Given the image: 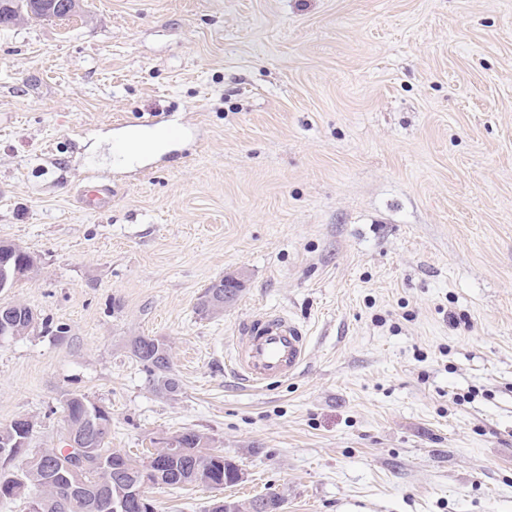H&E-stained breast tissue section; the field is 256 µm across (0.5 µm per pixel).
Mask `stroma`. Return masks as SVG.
<instances>
[{"instance_id":"1","label":"stroma","mask_w":512,"mask_h":512,"mask_svg":"<svg viewBox=\"0 0 512 512\" xmlns=\"http://www.w3.org/2000/svg\"><path fill=\"white\" fill-rule=\"evenodd\" d=\"M157 125L183 133L121 162ZM0 241L37 262L0 293L41 321L0 341V427L32 420L31 447L79 392L109 448L193 430L242 472L149 488L157 512H512V0H82L2 28ZM259 309L310 353L255 390L228 358ZM136 336L170 346L178 392ZM76 194L82 206L95 211L112 203V184L90 182L78 186ZM130 352L158 393L167 395L178 391L179 382L173 373L170 349L164 340L136 336L130 342ZM258 499H266L267 503L264 502V504L266 503V505H264L263 503H257V505H256L257 510L263 511L266 509V506H268V507H270V509H269L270 511H263V512H280L279 510L281 508L282 498L276 494H273L272 496H270V494H269L264 497H259L254 500H251L249 502L234 501L235 503H231V501H226V500L225 501L224 500H215L214 503L220 502V503L216 504L215 506H223L224 505V509L220 510L222 512L236 511V504H238L244 508V511H239V512H252V510H250L251 508H247V505L249 507L254 505Z\"/></svg>"}]
</instances>
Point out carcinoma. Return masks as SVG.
<instances>
[{
  "label": "carcinoma",
  "instance_id": "cac0c4a2",
  "mask_svg": "<svg viewBox=\"0 0 512 512\" xmlns=\"http://www.w3.org/2000/svg\"><path fill=\"white\" fill-rule=\"evenodd\" d=\"M28 7V0H0V27L14 24ZM8 265L17 276L0 285V291L14 287L18 280L33 272L36 260L18 247L11 253ZM13 306L16 317L8 333L11 339L27 335L36 323V316L28 306L20 302L13 303ZM130 352L158 393L167 395L178 391L179 382L173 373L170 349L164 340L137 336L130 342ZM62 409L69 429L81 425L93 412L107 423L103 434L92 440L84 466L73 473L69 471L70 456L65 440L58 448L39 449L34 452L39 458L38 463L19 476L0 469V500L24 501L29 490L37 487L42 495L39 512H113L109 499L117 492V482H139L150 477L148 463L154 457L165 463V475L152 481L154 486L198 484L221 489L226 484L239 481L238 469L224 462V456L206 451L208 438L196 432L185 431L173 437L180 448L178 453L172 452L168 441L148 457L137 461L107 448L105 436L111 433L112 415L105 406L82 393L73 392L63 400ZM75 480L85 487V492L78 496L69 494L70 482Z\"/></svg>",
  "mask_w": 512,
  "mask_h": 512
}]
</instances>
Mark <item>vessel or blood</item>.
Wrapping results in <instances>:
<instances>
[{"instance_id":"b4317fda","label":"vessel or blood","mask_w":512,"mask_h":512,"mask_svg":"<svg viewBox=\"0 0 512 512\" xmlns=\"http://www.w3.org/2000/svg\"><path fill=\"white\" fill-rule=\"evenodd\" d=\"M82 206L95 211L112 202V186L90 182L78 186ZM309 353L305 330L287 315L262 311L239 324L230 367L248 386H266L296 374Z\"/></svg>"}]
</instances>
